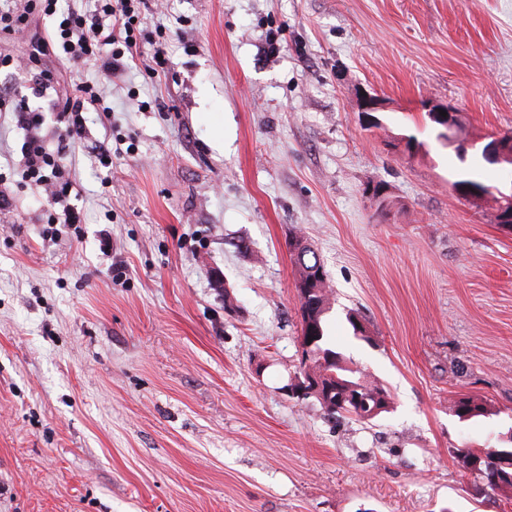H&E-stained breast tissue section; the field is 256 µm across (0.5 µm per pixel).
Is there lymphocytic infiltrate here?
Instances as JSON below:
<instances>
[{"instance_id": "obj_1", "label": "lymphocytic infiltrate", "mask_w": 512, "mask_h": 512, "mask_svg": "<svg viewBox=\"0 0 512 512\" xmlns=\"http://www.w3.org/2000/svg\"><path fill=\"white\" fill-rule=\"evenodd\" d=\"M142 0H97L92 11L57 10L58 0H22L19 7L0 9V34L23 32L31 14L52 18V28L46 39L33 48L34 55L49 52L63 54L74 67L90 69L92 79L79 82L65 99L53 100L56 121L61 132L56 142L39 139L37 130L44 122L42 113L32 110L27 101L8 100L0 96V106L11 105L17 127L30 132L31 137L22 154L24 178L43 187L59 212L53 221L78 228L81 216L70 203L73 186L63 168L84 134V112L95 110L110 114L99 93L100 85L119 80L130 61L140 52L139 6Z\"/></svg>"}]
</instances>
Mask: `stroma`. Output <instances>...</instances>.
Returning a JSON list of instances; mask_svg holds the SVG:
<instances>
[{
    "mask_svg": "<svg viewBox=\"0 0 512 512\" xmlns=\"http://www.w3.org/2000/svg\"><path fill=\"white\" fill-rule=\"evenodd\" d=\"M140 17L169 62L149 77L143 46L100 87L110 116L85 112L80 233L47 235L27 135L0 112V512H512L456 456L512 438V231L495 220L512 166L481 156L512 132V0H145ZM5 85L52 140L28 72ZM435 104L466 155L437 141ZM463 178L489 194L459 197ZM297 230L333 285L334 346L392 394L375 422L285 390ZM461 393L488 415L454 417ZM439 110L446 111V117L440 115ZM429 119L430 121L437 123L441 129L439 130V138L443 143L448 144L452 139L454 141L456 139V130L459 125L458 120V112H455L454 108L451 106L440 107V106H431L429 109Z\"/></svg>",
    "mask_w": 512,
    "mask_h": 512,
    "instance_id": "35a3bbf8",
    "label": "stroma"
}]
</instances>
